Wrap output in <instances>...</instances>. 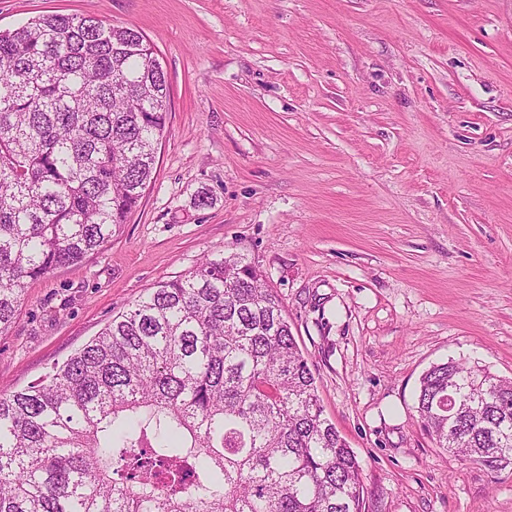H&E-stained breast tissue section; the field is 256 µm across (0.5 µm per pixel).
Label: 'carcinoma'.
Instances as JSON below:
<instances>
[{"instance_id":"obj_1","label":"carcinoma","mask_w":512,"mask_h":512,"mask_svg":"<svg viewBox=\"0 0 512 512\" xmlns=\"http://www.w3.org/2000/svg\"><path fill=\"white\" fill-rule=\"evenodd\" d=\"M170 89L137 30L47 14L0 33V334L28 281L77 264L151 182ZM437 447L512 466V380L423 372ZM282 302L237 254L159 283L48 380L0 392V512H363Z\"/></svg>"}]
</instances>
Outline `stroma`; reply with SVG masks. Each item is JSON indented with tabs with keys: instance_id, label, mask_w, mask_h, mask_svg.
Wrapping results in <instances>:
<instances>
[{
	"instance_id": "1",
	"label": "stroma",
	"mask_w": 512,
	"mask_h": 512,
	"mask_svg": "<svg viewBox=\"0 0 512 512\" xmlns=\"http://www.w3.org/2000/svg\"><path fill=\"white\" fill-rule=\"evenodd\" d=\"M51 13L142 33L169 112L119 234L28 283L0 389L233 252L281 299L365 512H512V468L437 448L415 408L452 358L512 378V0H0V31Z\"/></svg>"
}]
</instances>
